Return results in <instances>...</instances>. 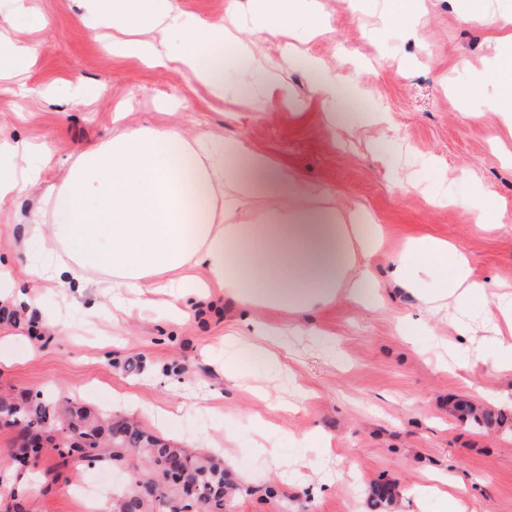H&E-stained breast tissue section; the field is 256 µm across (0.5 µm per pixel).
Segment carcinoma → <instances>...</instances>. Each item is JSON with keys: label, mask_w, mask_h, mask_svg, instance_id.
I'll return each mask as SVG.
<instances>
[{"label": "carcinoma", "mask_w": 512, "mask_h": 512, "mask_svg": "<svg viewBox=\"0 0 512 512\" xmlns=\"http://www.w3.org/2000/svg\"><path fill=\"white\" fill-rule=\"evenodd\" d=\"M461 418L481 428L496 423L508 426L501 417L493 421L488 412L471 406L458 408ZM35 432L56 428L59 436H47L52 447L66 449L65 456L89 466L105 462L113 468L131 470L129 486L112 493V512H169V504L191 494L195 512H224V468L210 457L185 448H171L127 421L91 412L66 402L46 400L40 394H21L0 399V419ZM43 446L11 451L16 467L27 459H39Z\"/></svg>", "instance_id": "cac0c4a2"}]
</instances>
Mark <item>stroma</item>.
I'll return each mask as SVG.
<instances>
[{"mask_svg": "<svg viewBox=\"0 0 512 512\" xmlns=\"http://www.w3.org/2000/svg\"><path fill=\"white\" fill-rule=\"evenodd\" d=\"M329 28L310 37L314 20L298 16L285 38L259 42L262 58L280 65L284 87L260 114L214 98L182 69L150 67L131 53L112 51L92 38L112 18L111 0L87 12L82 0H31L18 24L19 39L37 40L25 72L23 96L0 93V140L46 145L47 177L61 181L79 151L112 133V114L124 127L206 133L243 139L282 160L320 186L321 206H365L387 229L386 247L401 248L423 235L462 245L472 274L490 290L512 285V232L482 228L469 199L487 195L512 221V153L499 143L512 136V116L493 106V87L470 88L495 53L499 26L479 21L485 0L454 9L450 0H423L416 38H407L393 15V0H321ZM180 28L165 50L211 52L187 43L182 30H203L231 20L232 0H174ZM343 82L357 120L329 125L316 91L317 73ZM106 84V92L73 99L76 80ZM469 118H462V111ZM388 113L385 122L376 113ZM40 196L32 188L0 207V264L18 266L14 222ZM387 304L368 310L347 301L299 317L257 310V317L289 331V372L258 377L241 362L239 383L225 380L222 363L239 359L225 342L240 312L225 299L220 315L179 318L152 307L113 318L112 304L93 296L73 301L48 284L31 292L25 319L58 320L35 339L12 334V361H0V392H41L135 421L175 446L214 449L236 440L238 468L228 471L224 512H420L418 494L432 472L462 484L463 512H512V436L498 427L477 430L451 416L449 401L465 399L512 415V372L471 373L467 349L453 322L432 325L419 339L399 330L425 319L423 308L393 288L384 256L374 259ZM335 338L345 360L335 365L322 336ZM306 399H299L298 389ZM165 408L181 402L180 426L165 431L138 411L121 409L115 394ZM282 448L291 466L276 467L266 449ZM36 481L22 502L0 484V512H93L110 502L120 473L89 468L46 448ZM377 483L396 488L392 504L372 506Z\"/></svg>", "mask_w": 512, "mask_h": 512, "instance_id": "stroma-1", "label": "stroma"}]
</instances>
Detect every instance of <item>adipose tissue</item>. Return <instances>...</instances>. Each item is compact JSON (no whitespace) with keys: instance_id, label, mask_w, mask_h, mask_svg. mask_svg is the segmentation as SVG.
Returning a JSON list of instances; mask_svg holds the SVG:
<instances>
[{"instance_id":"1","label":"adipose tissue","mask_w":512,"mask_h":512,"mask_svg":"<svg viewBox=\"0 0 512 512\" xmlns=\"http://www.w3.org/2000/svg\"><path fill=\"white\" fill-rule=\"evenodd\" d=\"M316 11L317 0H259L247 41L223 21L208 25L207 40L232 50L230 80L222 51L163 54L130 39L137 16L167 27L174 18L172 0H113L109 29L95 38L125 43L154 64H175L216 98L263 112L269 90L280 87L282 78L277 66L256 57L253 43L284 35L298 13ZM477 83L494 86L500 105L512 112V33L498 38ZM30 151L28 143L0 141V204L41 187V205L26 223L50 244L30 254L20 272L0 271V301L13 307L25 300L15 286L19 274L34 288L51 282L95 289L121 311L148 304L153 294L176 303L196 293L211 303L230 297L248 312L242 325L257 364L278 373L286 366L288 345L251 310L301 314L341 299L365 307L379 302L370 260L383 247V226L361 224L355 211L342 215L321 207V187L244 141L118 129L82 150L57 183L47 181L45 167L28 165ZM255 197L267 205L264 218L236 221L238 206ZM48 213L55 223H44ZM390 263L395 283L425 308L428 319H451L466 331L470 371L512 369V304L490 303L489 289L473 278L461 245L419 237L392 253Z\"/></svg>"}]
</instances>
